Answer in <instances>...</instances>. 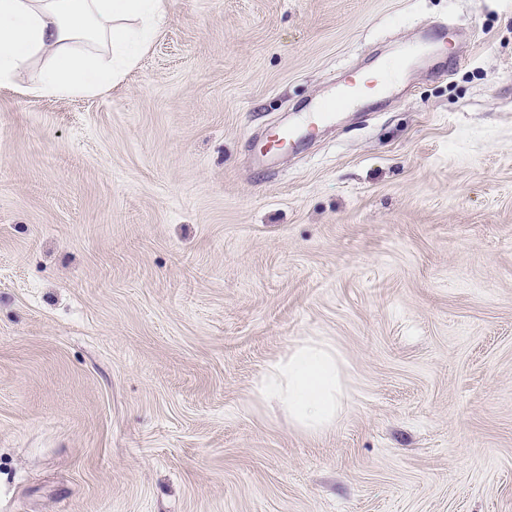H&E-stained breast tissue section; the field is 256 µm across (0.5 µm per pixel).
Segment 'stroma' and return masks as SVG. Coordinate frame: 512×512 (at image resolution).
Instances as JSON below:
<instances>
[{"mask_svg":"<svg viewBox=\"0 0 512 512\" xmlns=\"http://www.w3.org/2000/svg\"><path fill=\"white\" fill-rule=\"evenodd\" d=\"M31 81L0 84V512H512V0H168L107 90ZM309 336L320 437L253 395Z\"/></svg>","mask_w":512,"mask_h":512,"instance_id":"obj_1","label":"stroma"}]
</instances>
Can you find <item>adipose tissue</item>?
<instances>
[{
  "instance_id": "1",
  "label": "adipose tissue",
  "mask_w": 512,
  "mask_h": 512,
  "mask_svg": "<svg viewBox=\"0 0 512 512\" xmlns=\"http://www.w3.org/2000/svg\"><path fill=\"white\" fill-rule=\"evenodd\" d=\"M166 0H0V83L15 81L48 57L31 89L49 96L96 94L117 83L147 49L166 15ZM277 401L295 427L320 435L343 407L335 348L309 337L270 363L257 388Z\"/></svg>"
}]
</instances>
